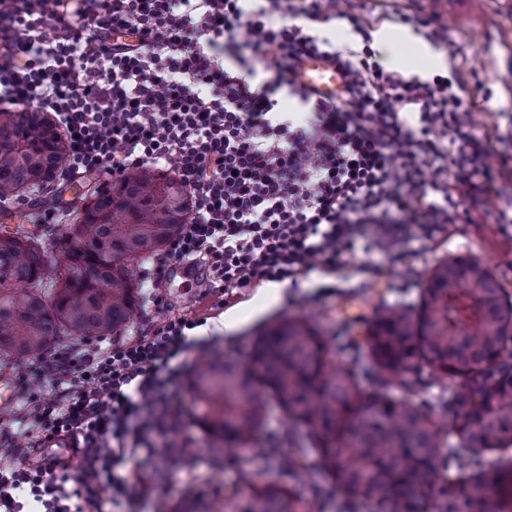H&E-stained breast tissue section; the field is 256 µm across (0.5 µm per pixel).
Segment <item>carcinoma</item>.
Wrapping results in <instances>:
<instances>
[{"mask_svg": "<svg viewBox=\"0 0 512 512\" xmlns=\"http://www.w3.org/2000/svg\"><path fill=\"white\" fill-rule=\"evenodd\" d=\"M67 154L39 113L0 114V200L24 202ZM190 210L174 177L141 168L94 192L51 264L34 234L0 235V356L39 358L62 336L96 340L126 324L129 264L163 249ZM347 329L333 352L304 319L281 318L249 365L209 358L196 369V416L220 443L215 456L263 460L222 512H309L294 487L309 474L347 509L512 512V299L497 279L474 259H444L416 306H383ZM270 395L308 447H259ZM285 464L289 486L271 477Z\"/></svg>", "mask_w": 512, "mask_h": 512, "instance_id": "carcinoma-1", "label": "carcinoma"}]
</instances>
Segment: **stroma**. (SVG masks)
<instances>
[{
    "instance_id": "35a3bbf8",
    "label": "stroma",
    "mask_w": 512,
    "mask_h": 512,
    "mask_svg": "<svg viewBox=\"0 0 512 512\" xmlns=\"http://www.w3.org/2000/svg\"><path fill=\"white\" fill-rule=\"evenodd\" d=\"M335 9V18L315 25L319 37L342 49L362 50V35L348 21L349 16H358L367 32L385 27L397 33L392 52L402 77L430 83L441 75L452 86L462 87L474 129L489 137L494 151L489 211L471 212L433 241L401 242L399 248L407 257L398 265L388 263L387 247L381 243L368 252L355 250L339 271L313 269L298 284L281 282L275 293L261 283L239 290L228 301L219 292L205 296L193 287L165 285L164 306L150 314L154 324L185 313L197 314L205 323L195 329V343L179 358L180 373L169 387L172 401L184 408L182 431L177 436L151 435L160 475L153 480L154 491L138 504V512H158L161 503H180L198 490L210 495L227 493L240 484L238 470L212 463L211 439L193 418L189 379L207 353L220 350L231 361L249 363L257 336L285 315L308 318L327 336H334L337 323L371 317L376 306L417 302L432 267L446 258L479 260L512 293V73L497 62L504 49H512V8L506 7L505 0H467L466 10L454 16L445 0H337ZM421 17L432 18L434 27L443 33L442 39L431 43L442 55V63L422 59L411 40L401 37L405 31L413 37L423 36L425 30L417 23ZM104 183L95 172L69 179L53 176L25 202L11 201L0 207V235L32 230L42 242L53 243L65 224L81 216L90 201L89 190ZM45 202L64 211V223L32 225L31 213ZM186 464L194 466L196 480L184 478L181 468Z\"/></svg>"
}]
</instances>
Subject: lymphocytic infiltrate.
Masks as SVG:
<instances>
[{
    "mask_svg": "<svg viewBox=\"0 0 512 512\" xmlns=\"http://www.w3.org/2000/svg\"><path fill=\"white\" fill-rule=\"evenodd\" d=\"M330 2L0 0V105L49 113L73 171L154 167L188 190L190 219L142 272L155 286L181 266L210 290L294 282L339 268L358 241L403 238L406 214L431 238L460 218L451 171L486 206L493 151L464 98L311 34ZM228 45L267 57L303 119L227 67ZM313 55L341 72L336 97L296 85ZM198 325L178 316L32 362L26 405L0 429V512H132L151 488L150 433L182 427L167 389Z\"/></svg>",
    "mask_w": 512,
    "mask_h": 512,
    "instance_id": "1",
    "label": "lymphocytic infiltrate"
}]
</instances>
